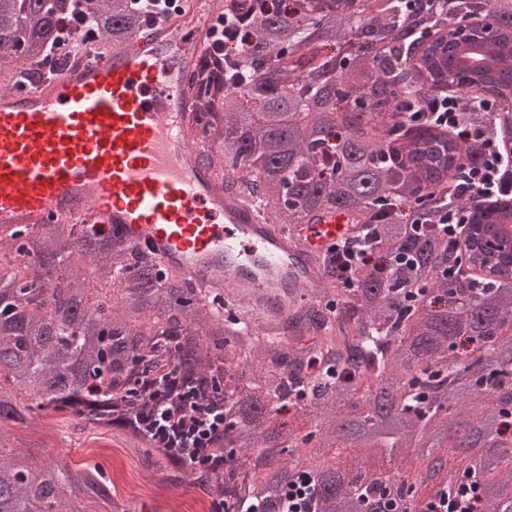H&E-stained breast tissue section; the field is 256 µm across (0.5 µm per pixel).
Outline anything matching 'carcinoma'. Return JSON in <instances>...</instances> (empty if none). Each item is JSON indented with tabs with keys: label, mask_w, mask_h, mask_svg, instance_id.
<instances>
[{
	"label": "carcinoma",
	"mask_w": 512,
	"mask_h": 512,
	"mask_svg": "<svg viewBox=\"0 0 512 512\" xmlns=\"http://www.w3.org/2000/svg\"><path fill=\"white\" fill-rule=\"evenodd\" d=\"M0 0V90L19 89L57 41L48 2ZM482 31L512 33V0H481ZM470 0H252L221 53L224 99L215 107L211 77L194 71L191 142L226 187H246L265 204L270 224H307L321 213L372 224V258L346 288L332 269L331 288L314 287L305 306L278 327L257 330L224 315L176 273L135 251L122 230L59 219L18 234L0 249V512H127L95 464H37L7 453L12 429L53 413L79 419L58 434L109 430L145 442L150 465L174 485L185 482L224 512H257L281 502L303 473L313 476L318 512L412 509L415 485L442 492L431 477L468 471L483 512H512V288L461 280L463 253L440 233L444 210L464 208L474 224L485 202L471 203L457 177L478 162L460 128L417 153L404 170L386 140L362 133L375 112L391 109L392 132L427 128L398 110L435 95L415 84L414 57L437 28L455 34L471 16ZM96 34L107 49L147 23L130 0H89ZM480 31V32H482ZM474 31L468 39H477ZM447 55V84L470 106L465 123L493 126L512 113V73L481 89L462 85ZM384 78L381 92L357 81ZM444 169L455 186L434 197L425 185ZM318 337L315 350L295 332ZM222 336L231 364H218L205 337ZM498 337L490 351L487 341ZM222 405L224 428L207 441L200 462L154 437L155 412L190 400ZM314 424L309 455L351 442L358 464L275 467L287 451L286 413ZM423 460L418 483L381 478L379 463L407 451ZM251 458L240 470L235 458ZM112 510H106V507Z\"/></svg>",
	"instance_id": "1"
}]
</instances>
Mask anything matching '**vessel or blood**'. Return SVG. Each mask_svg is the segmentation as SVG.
Masks as SVG:
<instances>
[{
  "label": "vessel or blood",
  "instance_id": "vessel-or-blood-1",
  "mask_svg": "<svg viewBox=\"0 0 512 512\" xmlns=\"http://www.w3.org/2000/svg\"><path fill=\"white\" fill-rule=\"evenodd\" d=\"M210 0L146 24L105 59L0 92V227L51 215L104 229L202 288H227L247 322L287 319L320 282L330 248L359 236L340 212L267 223L194 155L188 78Z\"/></svg>",
  "mask_w": 512,
  "mask_h": 512
}]
</instances>
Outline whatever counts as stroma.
<instances>
[{
    "mask_svg": "<svg viewBox=\"0 0 512 512\" xmlns=\"http://www.w3.org/2000/svg\"><path fill=\"white\" fill-rule=\"evenodd\" d=\"M15 435L23 440V454L39 461L66 459L73 465H100L116 487L118 500L130 512H211V502L186 484H166L160 472L149 469L140 449L125 446L120 436L89 443L74 438L71 446L57 447L49 430L17 426Z\"/></svg>",
    "mask_w": 512,
    "mask_h": 512,
    "instance_id": "stroma-1",
    "label": "stroma"
}]
</instances>
